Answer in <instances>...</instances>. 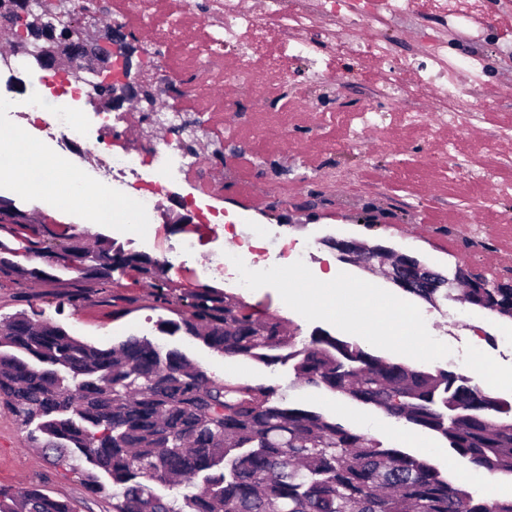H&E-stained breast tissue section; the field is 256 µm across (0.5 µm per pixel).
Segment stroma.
<instances>
[{
	"mask_svg": "<svg viewBox=\"0 0 512 512\" xmlns=\"http://www.w3.org/2000/svg\"><path fill=\"white\" fill-rule=\"evenodd\" d=\"M428 25L442 27L448 40V59L460 65V86L473 94L495 87L499 96L478 121L435 134L425 126L375 127L366 138L385 141L384 151L363 158L346 149L358 113L377 105L379 74L400 67L403 60L419 58ZM428 25L415 21L379 26L378 36L387 39L392 48L385 62L369 59L360 64L350 59L344 47H337L330 57L336 80L317 88L309 102L296 96L285 108L289 123L302 132L299 139L289 141L287 153L268 150L266 143L254 136V123L264 120L273 126L279 121L278 116L267 115L260 107L251 123L230 126L224 136V166L210 173L213 184L222 187L217 204L244 214L249 223L269 225L291 247L309 251L312 278H319L329 260H335V250L324 244L328 238L381 244L445 272L467 264L492 277L501 274L506 263H512V137L504 134L505 129L512 128V8L502 7L497 0H485L482 13L465 28L442 25L436 17ZM52 76V71L41 68L33 58H24L17 67L0 70V96L24 99L43 79ZM330 140L337 144L332 153L323 149L324 142ZM451 154L462 161V169L449 171L446 159ZM320 169L337 171L333 187H316L315 174ZM255 182L286 190L288 197L268 200L248 191V184ZM464 215L471 216L472 223L462 232L457 219ZM101 232L114 236L126 250L159 259L185 242H194V251L168 272L172 287L188 293L204 283L221 286L257 312L288 319L299 327L301 338L322 329L367 346L372 354L390 361L431 370L449 367L475 382L491 370L512 371V358L488 346L481 358L453 366L445 354L457 341H470L474 328L487 319L493 323L491 335L512 334L511 320L489 318L486 312L458 301L433 308L354 264L338 262L343 281L371 284L380 302L409 307L413 320L400 324L367 313L362 320L364 329L358 332L324 315L302 314L283 283L274 278L240 288L234 279L210 272L217 256L234 248L236 241L235 235L220 234L212 225L179 231L157 213L150 236L117 234L108 226ZM470 233L483 239V249L468 247L466 236ZM75 278V273L63 272L57 282L40 286L1 277L0 314L33 307L71 334L100 347L131 335L148 337L165 348L179 349L216 379L278 385L287 404L322 413L384 445L414 455L419 454L421 444L432 445L437 453L431 456V463L473 496L483 497L492 491L499 498H512L511 476L488 475L484 468L451 455L445 441L434 432L410 427L371 405L326 389L299 385L290 365L268 366L214 352L180 333H160L159 321L169 319L170 314L144 307L146 288L134 273L114 277L113 286L123 295V302L114 304L92 296L75 309L58 307L56 293L74 287ZM387 328L393 330L396 346L371 345L363 335L367 329ZM417 336L430 342L429 354L421 360L410 349L411 339ZM31 484L77 501L80 512H112L107 500L89 494L75 475L51 466L38 449L28 447L24 431L7 409L0 408V485L18 488Z\"/></svg>",
	"mask_w": 512,
	"mask_h": 512,
	"instance_id": "stroma-1",
	"label": "stroma"
}]
</instances>
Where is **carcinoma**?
Listing matches in <instances>:
<instances>
[{"label": "carcinoma", "instance_id": "carcinoma-1", "mask_svg": "<svg viewBox=\"0 0 512 512\" xmlns=\"http://www.w3.org/2000/svg\"><path fill=\"white\" fill-rule=\"evenodd\" d=\"M30 232V252L81 282L136 271L147 301L176 315L159 330L209 349L275 365L295 380L373 405L447 442L452 454L512 474V404L467 377L392 362L317 330L301 343L283 318L224 289L177 292L169 263L127 252L101 234L89 244L70 224H43L15 209L0 230ZM0 239V277L44 284L50 273L14 262ZM393 279L432 307L464 286L463 302L512 320V288H486L469 271L417 273L420 261L382 253ZM90 291L56 295L58 307ZM35 309L0 315V405L28 445L70 469L88 492L112 496V512H512V499L476 498L427 460L321 413L284 404L272 384L217 381L177 349L146 336L102 348ZM0 512H78L41 485L0 487Z\"/></svg>", "mask_w": 512, "mask_h": 512}]
</instances>
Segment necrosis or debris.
<instances>
[{
    "label": "necrosis or debris",
    "mask_w": 512,
    "mask_h": 512,
    "mask_svg": "<svg viewBox=\"0 0 512 512\" xmlns=\"http://www.w3.org/2000/svg\"><path fill=\"white\" fill-rule=\"evenodd\" d=\"M115 13L129 29L150 27L152 41L145 52L151 74L170 72L172 50L187 59V67L179 73L178 89L192 111L207 106L210 90L217 83H235L254 92L250 63L256 57L265 60L275 79L273 92L261 101L267 109L279 111L288 103L289 60L307 61L309 85H321L331 78L326 60L319 55L323 43L314 36L317 27L330 28L340 22L358 29L391 25L416 16L418 8L416 0H269L268 17L260 20L241 11L235 0H124ZM443 48L440 37L430 34L425 54L437 68L440 103L449 120L460 121L466 112H483L490 93L463 100L452 74L440 66ZM232 50L241 62L228 71L224 57ZM95 97L96 85L91 80L69 81L53 97L40 89L22 100L0 97V164H10L18 144H25L30 149V187L58 205L62 199L54 193V185L75 174L82 143L96 136L100 153L95 185L100 194L93 209L121 218L123 230L143 237L150 234L152 215L163 204L159 187L166 180L179 175L194 179L200 195L209 197L202 159L185 160L169 143L150 145L137 154L115 150L125 113H113L97 129H89L74 104Z\"/></svg>",
    "instance_id": "obj_1"
}]
</instances>
